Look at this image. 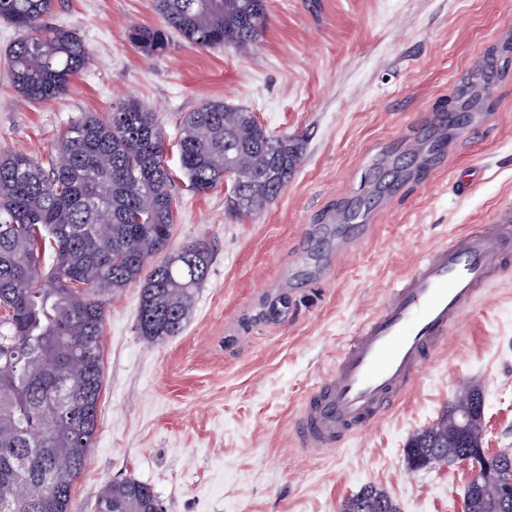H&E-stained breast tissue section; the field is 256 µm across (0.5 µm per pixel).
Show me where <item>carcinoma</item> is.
<instances>
[{
    "mask_svg": "<svg viewBox=\"0 0 512 512\" xmlns=\"http://www.w3.org/2000/svg\"><path fill=\"white\" fill-rule=\"evenodd\" d=\"M55 0H0V19L22 32L7 53L13 86L25 101L56 99L85 70L90 50L73 31L49 23ZM163 26H134L128 39L154 55L176 33L191 47L243 49L258 38L266 0H155ZM63 162L49 167L24 153L0 154V512H69L96 433L103 388L106 300L137 284V329L153 341L179 336L192 314L213 248L203 240L178 253L193 264L168 269L174 224L173 177L164 135L139 102L115 104L106 118L86 112L60 134ZM180 170L204 193L232 174L229 203L239 215L280 196L303 154L302 143L268 132L254 114L222 101L186 113ZM484 420L455 425L450 403L405 448L416 470L454 464L483 447ZM490 472L468 485L463 512H512V449L486 458ZM97 512H161L153 488L125 477L106 483ZM340 512H399L366 485Z\"/></svg>",
    "mask_w": 512,
    "mask_h": 512,
    "instance_id": "cac0c4a2",
    "label": "carcinoma"
}]
</instances>
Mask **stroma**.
Instances as JSON below:
<instances>
[{
    "label": "stroma",
    "instance_id": "35a3bbf8",
    "mask_svg": "<svg viewBox=\"0 0 512 512\" xmlns=\"http://www.w3.org/2000/svg\"><path fill=\"white\" fill-rule=\"evenodd\" d=\"M51 22L80 36L91 64L65 95L18 101L6 52L19 32L1 20L0 153L47 160L83 113L136 100L165 135L170 250L213 247L179 336H140L138 285L110 298L97 430L69 512H96L102 486L128 476L150 484L164 512H339L369 484L401 512H461L470 468L413 471L404 448L466 383L483 391L485 447L512 448V277L371 430L306 454L292 420L377 296L512 199V72L483 70L512 45V0H267L248 49L176 39L151 57L127 31L160 25L154 0H57ZM479 81L476 115L431 125ZM210 100L303 142L287 188L253 215L233 212L226 185L198 193L178 171L181 122Z\"/></svg>",
    "mask_w": 512,
    "mask_h": 512
}]
</instances>
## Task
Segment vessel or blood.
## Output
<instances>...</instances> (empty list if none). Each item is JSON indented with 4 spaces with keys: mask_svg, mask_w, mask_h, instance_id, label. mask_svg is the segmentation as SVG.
<instances>
[{
    "mask_svg": "<svg viewBox=\"0 0 512 512\" xmlns=\"http://www.w3.org/2000/svg\"><path fill=\"white\" fill-rule=\"evenodd\" d=\"M512 267V201L488 223L427 249L387 288L339 349L293 420L298 447L319 453L379 424L448 333Z\"/></svg>",
    "mask_w": 512,
    "mask_h": 512,
    "instance_id": "vessel-or-blood-1",
    "label": "vessel or blood"
}]
</instances>
